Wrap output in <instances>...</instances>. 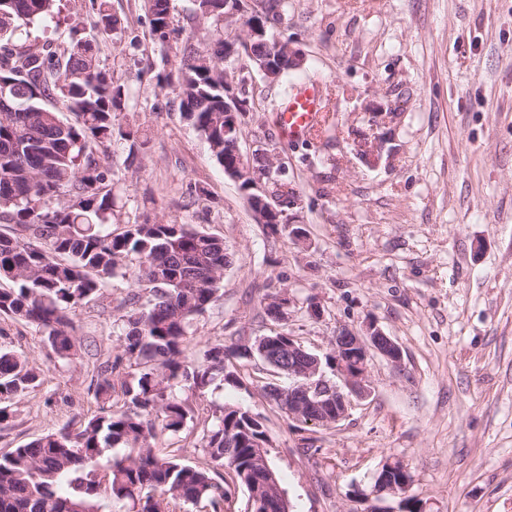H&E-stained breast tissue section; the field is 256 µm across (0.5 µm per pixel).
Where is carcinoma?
<instances>
[{
    "label": "carcinoma",
    "instance_id": "obj_1",
    "mask_svg": "<svg viewBox=\"0 0 512 512\" xmlns=\"http://www.w3.org/2000/svg\"><path fill=\"white\" fill-rule=\"evenodd\" d=\"M55 2L0 0V91L16 108L0 112V223L21 228L18 236L0 234V277L15 284L0 289V314L37 327L53 352L71 362L82 343L71 333L69 311L100 295L108 279L147 284L154 302L140 308L135 294L120 318L122 353L103 362L89 384L99 413L76 430L63 427L0 454V512H103L108 505L116 512H175L181 504L228 512L239 488L247 492L248 512H268L283 489H258L272 467L255 447L269 437L264 420L250 411L219 408L200 438L204 466L151 448L155 430L176 435L192 420L176 388L203 395L243 384L238 360L251 357L245 346L217 344L194 364L181 361L194 321L220 298L231 254L224 253V239L189 224L145 221L120 234L107 231L113 179L96 149L124 141L133 153L143 133L121 123L125 88L99 66L91 39L75 37L63 49L16 45L24 27L53 16ZM287 8V0H265L249 9L266 27V36L252 43L254 57L270 55L271 22ZM169 10L170 0H146L150 39L163 50L178 33L180 111L222 166L224 0H192V18L204 19L203 28L170 26ZM118 23L107 0H99V29ZM52 100L64 110L48 105ZM258 351L288 365L274 332L260 337ZM40 376L27 357L0 350V421ZM115 448L124 454L94 468Z\"/></svg>",
    "mask_w": 512,
    "mask_h": 512
}]
</instances>
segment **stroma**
Masks as SVG:
<instances>
[{
	"mask_svg": "<svg viewBox=\"0 0 512 512\" xmlns=\"http://www.w3.org/2000/svg\"><path fill=\"white\" fill-rule=\"evenodd\" d=\"M119 20L101 33L91 0H58L51 21L30 26L24 43L66 47L96 40L101 67L125 84L123 123L145 144L132 166L115 142L113 233L149 221L190 224L222 237L233 255L222 298L198 317L184 353L193 363L219 344L251 345L269 334L260 299L287 290L288 332L324 353L337 328L373 322L400 347L392 364L373 355L370 394L347 416L304 430L262 388L287 385L259 359L242 363L244 384L198 395L181 391L194 426L157 433L155 452L204 460L200 437L219 407L264 419L270 460L291 512H399V498L376 495L388 463L406 466L422 512H512V0H288L276 29L296 41L298 69L271 82L255 77L254 107L242 119L241 152L270 140L288 154L299 204L288 231L267 234L179 110L157 85L177 66L175 47L155 46L144 0H108ZM315 81L328 114L314 146L291 142L276 114L294 85ZM385 134L379 161L360 145ZM205 188L193 200L187 188ZM133 288L109 279L100 299L69 318L84 349L61 361L30 323L0 315V347L42 368L0 423V454L98 410L88 390L99 362L121 351L113 323ZM322 314L311 317L310 302ZM314 450H307V443Z\"/></svg>",
	"mask_w": 512,
	"mask_h": 512,
	"instance_id": "35a3bbf8",
	"label": "stroma"
}]
</instances>
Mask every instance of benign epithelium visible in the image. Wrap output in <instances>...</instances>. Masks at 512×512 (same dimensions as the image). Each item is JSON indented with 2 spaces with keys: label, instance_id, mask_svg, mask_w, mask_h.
<instances>
[{
  "label": "benign epithelium",
  "instance_id": "1",
  "mask_svg": "<svg viewBox=\"0 0 512 512\" xmlns=\"http://www.w3.org/2000/svg\"><path fill=\"white\" fill-rule=\"evenodd\" d=\"M244 0H224V25L230 33L224 38V140L232 139L239 132L238 117L246 114L245 105L240 98L243 87L252 79V72L258 71L269 76L274 64L269 61L258 63L254 67L242 64L245 49L249 47L256 35L264 30L254 24L246 23ZM269 159L270 167L263 175L253 172L250 164L244 162L242 154H237L232 164L224 163V174L237 183L249 204L260 202V209L252 210L257 224H271L284 220L286 211L297 204L296 199L281 201L272 205L275 195L271 190L273 175L281 173L284 163L272 144L261 149ZM377 353L397 364L401 360L400 347L375 324L369 323L364 330L349 328L336 330L331 341L332 359L329 366L336 372L342 382L338 386L324 378V367L320 355L305 349L293 338H288V378L293 384L280 389L282 397L288 398V418L302 422L303 416L311 415L310 423L330 426L341 421L351 406L349 396L363 398L368 395V363L371 353ZM397 464L387 465L376 478V491L386 492L392 496L405 494L410 483L399 485L390 481L387 471Z\"/></svg>",
  "mask_w": 512,
  "mask_h": 512
}]
</instances>
